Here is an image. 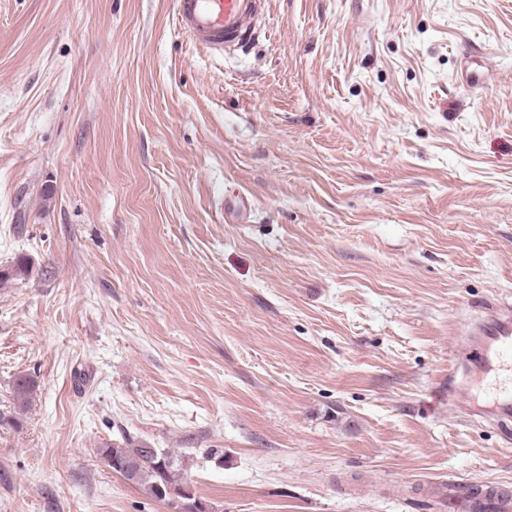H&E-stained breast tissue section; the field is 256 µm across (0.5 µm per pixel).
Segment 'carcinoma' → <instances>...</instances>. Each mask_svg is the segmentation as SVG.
I'll use <instances>...</instances> for the list:
<instances>
[{"label":"carcinoma","instance_id":"carcinoma-1","mask_svg":"<svg viewBox=\"0 0 512 512\" xmlns=\"http://www.w3.org/2000/svg\"><path fill=\"white\" fill-rule=\"evenodd\" d=\"M29 274V266L18 261L12 268L0 271V286ZM36 381L27 374L19 375L13 383V397L19 408H25L33 399ZM99 455L120 475L129 467L134 471V484L143 487L151 497L161 501H176L180 504L178 512H200L199 500L194 497L190 486L178 481L176 477V459L159 448L150 450L144 445L110 443L98 449Z\"/></svg>","mask_w":512,"mask_h":512}]
</instances>
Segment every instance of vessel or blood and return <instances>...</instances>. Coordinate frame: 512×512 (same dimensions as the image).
Returning a JSON list of instances; mask_svg holds the SVG:
<instances>
[{
	"instance_id": "1",
	"label": "vessel or blood",
	"mask_w": 512,
	"mask_h": 512,
	"mask_svg": "<svg viewBox=\"0 0 512 512\" xmlns=\"http://www.w3.org/2000/svg\"><path fill=\"white\" fill-rule=\"evenodd\" d=\"M261 0H174V19L179 30L195 43L210 49L245 48L251 42L253 22ZM461 76L474 89L482 88L483 71L471 51H464ZM471 346L485 350L484 362L472 364L464 375L449 373L448 398L470 395L475 382H484L498 422L512 419V308L490 302L486 316L468 332ZM449 499L462 502L466 512H512V500L494 491L477 494L474 486L456 482Z\"/></svg>"
}]
</instances>
